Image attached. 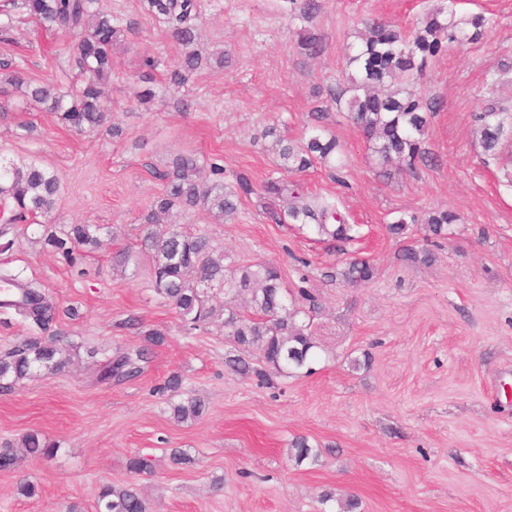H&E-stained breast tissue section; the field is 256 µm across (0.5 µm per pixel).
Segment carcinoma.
Listing matches in <instances>:
<instances>
[{"label":"carcinoma","mask_w":512,"mask_h":512,"mask_svg":"<svg viewBox=\"0 0 512 512\" xmlns=\"http://www.w3.org/2000/svg\"><path fill=\"white\" fill-rule=\"evenodd\" d=\"M145 12L160 16L167 23L169 38L181 45L183 54L169 70L173 85H184L189 74L208 65L209 58L195 48L198 42L199 11L197 0H141ZM24 18L34 21L42 30L60 33L73 39L65 54L58 56L62 71L72 72L80 81L73 92H64L52 83L31 78L21 64L11 59L0 61V95L15 91L57 114L65 126L78 131L94 129L112 120V105L104 95V86L112 77V52L123 36V19L99 8V0H0V32H7ZM486 26L480 14L457 16L451 9L440 8L427 16L423 24L406 36L395 26L367 24L362 42L347 55V65L355 76L349 86L347 101L351 119L373 142L372 150L388 164L394 159L410 163L423 160V136L428 123V104L406 91L405 84L422 72L427 60L442 50V39L450 43H471ZM481 145L492 157H503L512 144V109L489 107L478 116ZM275 151L282 167L290 172L306 170L314 162L335 164L336 139L312 134L304 144L295 146L279 138ZM197 156L176 154L168 169L161 174L166 181L164 192L157 197L147 224H157L160 217L173 211L193 213L203 210L214 220L236 209L234 193L224 190L219 181L200 177ZM266 193L289 200L288 217L296 224H307L319 237L336 241L355 239L354 225L346 222L333 204L320 200L271 179ZM60 193L56 174L34 160L6 162L0 158V203L3 224L0 236L10 233L17 223L34 224L37 218L51 212ZM457 216L447 210L437 211L427 219L428 231L435 237L447 235L448 225ZM97 224H65L57 229H44V245L60 254L67 262L74 260L79 248L95 249L100 244ZM152 261L153 285L156 293L178 309L188 334L210 322H222L227 334L245 351L257 348L266 364L254 368L241 355L226 358L225 364L241 374H253L261 385H274L273 376L301 370L311 372L309 364L319 348L311 332L312 317L319 309L315 296L299 290V297H288L281 288L278 269L266 262L225 270L224 264L211 255V241L205 233H188L175 227L164 233L154 230L143 238ZM374 267L356 259L349 263L343 277L349 283L370 281ZM11 289L0 300V308L12 310L39 336H27L19 344L0 355V389L9 390L41 373L63 371L71 362L68 337L56 329L61 317L76 316V311L63 307L42 285L23 280L20 275L0 277ZM224 292V304L213 305L214 292ZM165 342L164 333L150 331L144 345L119 352L106 359L97 369L99 382L129 381L143 372L152 348ZM202 403L187 397L171 407L174 420L185 422L202 414ZM18 451L11 442L0 444V471L19 467L22 458L50 457L58 448L39 432L27 433ZM291 456L300 464L314 459L318 453L307 439L291 441ZM96 512H146V503L132 484L100 488Z\"/></svg>","instance_id":"carcinoma-1"}]
</instances>
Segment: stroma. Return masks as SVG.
<instances>
[{
	"label": "stroma",
	"mask_w": 512,
	"mask_h": 512,
	"mask_svg": "<svg viewBox=\"0 0 512 512\" xmlns=\"http://www.w3.org/2000/svg\"><path fill=\"white\" fill-rule=\"evenodd\" d=\"M198 2L201 46L224 62L177 87L168 68L182 49L162 19L140 0H99L130 23L106 89L120 134L73 132L16 94L0 111V156L37 160L60 180L43 224H101L115 237L73 266L40 243L43 225L17 224L0 238V266L79 311L60 324L76 346L71 365L0 393V442L38 431L58 446L53 458L0 471V512H95L106 483L136 485L148 512H337L349 496L357 512H512V186L502 162L486 159L478 122L487 107L512 104V0H319L308 21L289 0ZM450 4L490 23L476 43L446 44L413 86L433 108L426 159L383 169L338 100L349 86L348 48L365 20L408 34ZM306 30L322 42L313 57L297 45ZM64 45L26 21L0 40V58L67 88L74 78L54 60ZM148 57L155 67H144ZM314 127L335 137L339 176L319 163L284 170L265 135L272 129L298 143ZM178 153L219 164L237 211L221 222L175 214L171 223L205 232L226 267L267 262L288 292L318 297L312 373L257 386L226 368L235 345L222 325L185 335L177 310L156 294L142 224ZM242 176L249 191L238 188ZM271 178L337 201L360 237L338 245L302 229L265 193ZM436 210L458 217L443 239L422 224ZM410 217L415 226L390 232ZM116 246L136 253L123 273L112 268ZM408 247L430 252L432 262L401 261ZM356 258L373 263L372 281L323 280V271ZM150 330L165 332L166 342L139 377L95 382L88 348L114 354L142 345ZM174 373L204 401L201 417L176 422L174 397L155 393ZM298 436L316 459L289 457ZM174 448L193 465L173 466ZM138 452L151 455V471H128ZM22 481L38 496L18 495Z\"/></svg>",
	"instance_id": "stroma-1"
}]
</instances>
